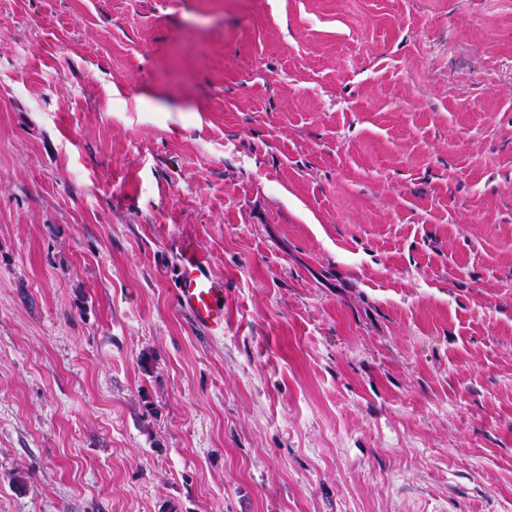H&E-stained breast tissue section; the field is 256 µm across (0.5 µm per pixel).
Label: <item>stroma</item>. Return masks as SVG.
<instances>
[{
    "label": "stroma",
    "instance_id": "1",
    "mask_svg": "<svg viewBox=\"0 0 512 512\" xmlns=\"http://www.w3.org/2000/svg\"><path fill=\"white\" fill-rule=\"evenodd\" d=\"M0 512H512V0H0ZM175 297L194 326L209 332L224 330V287L212 277L204 254L193 250L179 253Z\"/></svg>",
    "mask_w": 512,
    "mask_h": 512
}]
</instances>
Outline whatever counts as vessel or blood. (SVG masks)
<instances>
[{
    "mask_svg": "<svg viewBox=\"0 0 512 512\" xmlns=\"http://www.w3.org/2000/svg\"><path fill=\"white\" fill-rule=\"evenodd\" d=\"M175 297L194 326L210 332L223 329L224 288L213 278L204 254L193 250L180 252Z\"/></svg>",
    "mask_w": 512,
    "mask_h": 512,
    "instance_id": "b4317fda",
    "label": "vessel or blood"
}]
</instances>
